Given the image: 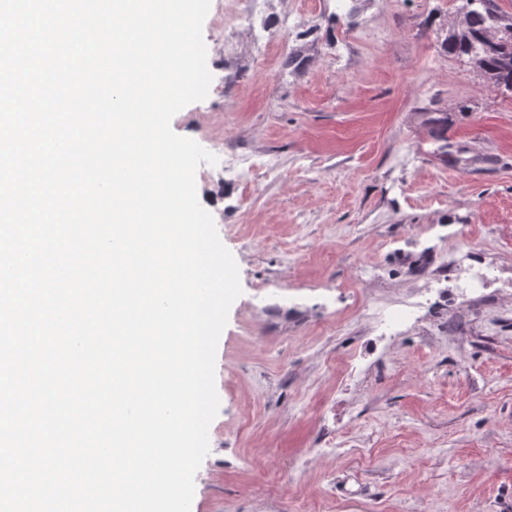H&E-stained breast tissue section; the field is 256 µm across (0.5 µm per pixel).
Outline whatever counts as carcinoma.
Instances as JSON below:
<instances>
[{"label": "carcinoma", "mask_w": 512, "mask_h": 512, "mask_svg": "<svg viewBox=\"0 0 512 512\" xmlns=\"http://www.w3.org/2000/svg\"><path fill=\"white\" fill-rule=\"evenodd\" d=\"M470 0H462L466 10V27L463 33H451L441 44L450 55L481 63L480 70L498 86L512 84V46L502 49L486 48L482 38L486 31L505 20L495 8L493 0H480V6L471 8Z\"/></svg>", "instance_id": "1"}]
</instances>
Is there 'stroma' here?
Instances as JSON below:
<instances>
[{
	"label": "stroma",
	"mask_w": 512,
	"mask_h": 512,
	"mask_svg": "<svg viewBox=\"0 0 512 512\" xmlns=\"http://www.w3.org/2000/svg\"><path fill=\"white\" fill-rule=\"evenodd\" d=\"M460 5L211 0L171 128L224 144L242 293L191 512H512V91L441 50Z\"/></svg>",
	"instance_id": "stroma-1"
}]
</instances>
